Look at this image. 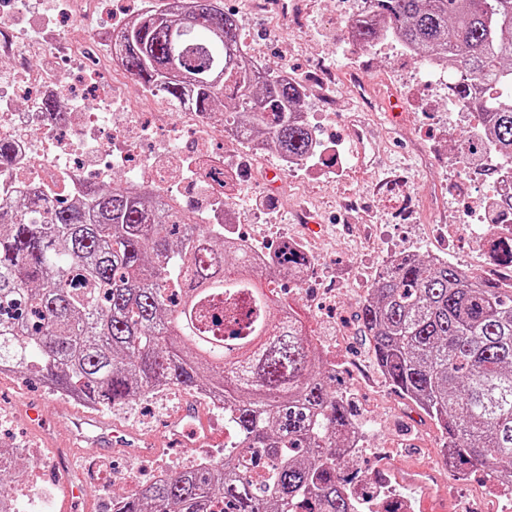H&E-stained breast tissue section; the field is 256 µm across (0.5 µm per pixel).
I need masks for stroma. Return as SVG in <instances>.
I'll list each match as a JSON object with an SVG mask.
<instances>
[{"label": "stroma", "instance_id": "1", "mask_svg": "<svg viewBox=\"0 0 512 512\" xmlns=\"http://www.w3.org/2000/svg\"><path fill=\"white\" fill-rule=\"evenodd\" d=\"M248 0H224V10L236 19L250 55L268 69L288 70L304 85L305 107L317 138L341 143L339 161L322 156L300 174L279 172L278 157L262 139L248 145L267 176L256 183L243 176L233 190L238 222L245 234L256 235L263 248L274 247L273 225L296 222L301 209L316 216L318 232L308 238L323 262L317 278L334 285L336 301L309 317L308 326L320 345L336 357V386L353 403L360 422H373L367 448L349 462V472L366 480L383 470L401 494L407 512H419L422 493L405 477L413 467L444 473L443 439L431 422L420 421L390 387H371L377 365L367 346L353 330L354 316L378 274L383 256L393 250L412 252L429 260L433 255L470 271L490 260L487 229L449 239L447 227L470 203L471 197L488 192L487 181L461 178L458 142L470 130L474 118L447 106V88H431L416 82L420 64L385 42L366 50L347 40V13L340 0H299L306 17L296 25L286 16L273 17L249 9ZM399 95L404 112L392 120L377 106ZM365 126L362 145L373 161L367 173H358L354 153L361 145L348 135L350 126ZM463 180V195L447 196L442 209L430 202L434 185ZM184 390L169 394L161 389L128 404L104 411V418L152 433L160 455L129 462L120 455L97 454L102 468L93 494L73 502L70 512H105L115 496L134 493L139 482L153 473H169L191 465L201 455L221 458L228 440L224 418L208 415L213 443L194 448H169L161 430L175 413ZM62 397L39 378L19 373L0 382V411H9L11 423L0 426V439L32 444L40 450L43 466L55 458H67L70 425L59 418L56 405ZM39 403L42 421L30 426L24 412ZM31 463L19 462L8 479L16 490L20 512H61L60 490L52 481L30 483ZM440 486L449 512H464L477 504L488 512L486 488L491 479L479 467L451 473Z\"/></svg>", "mask_w": 512, "mask_h": 512}]
</instances>
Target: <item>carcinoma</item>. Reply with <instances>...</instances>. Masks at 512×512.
I'll list each match as a JSON object with an SVG mask.
<instances>
[{
	"label": "carcinoma",
	"instance_id": "obj_1",
	"mask_svg": "<svg viewBox=\"0 0 512 512\" xmlns=\"http://www.w3.org/2000/svg\"><path fill=\"white\" fill-rule=\"evenodd\" d=\"M357 43L391 39L423 63L452 65L454 96L476 124L459 158L479 167L512 159V0H360ZM236 20L222 0H191L130 19L115 39L124 70L176 105L212 113L244 137L303 159L314 138L302 117L304 86L241 59ZM498 89L495 98L479 94ZM512 269V234L495 242ZM304 257L256 266L219 224L199 226L159 195H135L122 177L70 200L36 195L0 209V362L32 371L69 397L110 409L175 385L224 401L243 450L258 452L262 482L224 463L190 466L112 499V512H364L342 475L341 431L357 426L348 396L328 383L304 320L259 277L298 280ZM242 293L256 314L235 349ZM355 319L388 384L441 432L458 466L479 463L512 484V287L444 259L407 253L388 263Z\"/></svg>",
	"mask_w": 512,
	"mask_h": 512
}]
</instances>
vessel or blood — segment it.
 Wrapping results in <instances>:
<instances>
[{
    "label": "vessel or blood",
    "mask_w": 512,
    "mask_h": 512,
    "mask_svg": "<svg viewBox=\"0 0 512 512\" xmlns=\"http://www.w3.org/2000/svg\"><path fill=\"white\" fill-rule=\"evenodd\" d=\"M59 412L73 425L71 452L67 465L52 466L50 475L64 487L67 498L85 496L89 493L88 486L71 484L67 477L68 464L76 463L79 455L86 449L105 448L109 452L130 458L153 456L157 453L152 434L122 426L96 413L75 410L67 406L60 407ZM190 426L195 429L198 443L210 440L211 435L203 421V415L194 400L189 398L167 421L166 430L170 443L176 446L184 444V433Z\"/></svg>",
    "instance_id": "1"
}]
</instances>
